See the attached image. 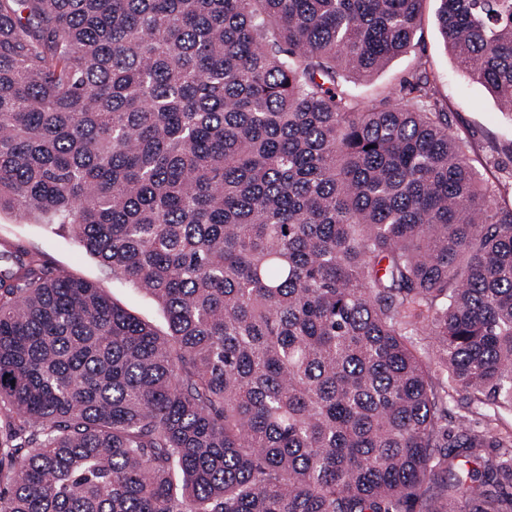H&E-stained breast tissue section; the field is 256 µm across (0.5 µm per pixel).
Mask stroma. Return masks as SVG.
<instances>
[{
	"instance_id": "obj_1",
	"label": "stroma",
	"mask_w": 512,
	"mask_h": 512,
	"mask_svg": "<svg viewBox=\"0 0 512 512\" xmlns=\"http://www.w3.org/2000/svg\"><path fill=\"white\" fill-rule=\"evenodd\" d=\"M436 0H425L415 45L360 84L361 98L397 92L418 63H426L433 85L448 104V126L462 138L472 158L482 162V177L502 198L512 199V115L501 112L495 95L464 77L441 33ZM23 241L57 269L94 283L129 312L165 330L162 306L151 296L113 278L111 271L85 251L68 229L46 225L11 210L0 211V242Z\"/></svg>"
}]
</instances>
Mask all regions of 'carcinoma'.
Here are the masks:
<instances>
[{
	"instance_id": "carcinoma-1",
	"label": "carcinoma",
	"mask_w": 512,
	"mask_h": 512,
	"mask_svg": "<svg viewBox=\"0 0 512 512\" xmlns=\"http://www.w3.org/2000/svg\"><path fill=\"white\" fill-rule=\"evenodd\" d=\"M423 2L0 0V210L167 321L0 248V512H512V206L355 93ZM438 21L512 113V0ZM16 240L41 252L52 267L94 283L132 314L160 331L165 330L162 306L151 296L113 278L112 272L87 253L67 228L41 224L16 211H0V242Z\"/></svg>"
}]
</instances>
